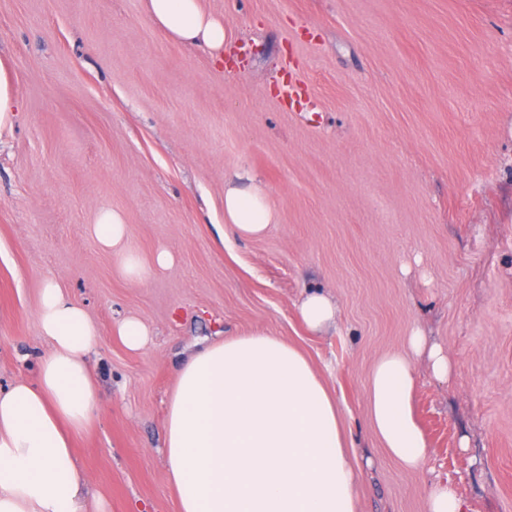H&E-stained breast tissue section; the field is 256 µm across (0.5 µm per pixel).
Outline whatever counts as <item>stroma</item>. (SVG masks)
Returning a JSON list of instances; mask_svg holds the SVG:
<instances>
[{
	"mask_svg": "<svg viewBox=\"0 0 512 512\" xmlns=\"http://www.w3.org/2000/svg\"><path fill=\"white\" fill-rule=\"evenodd\" d=\"M225 66L167 39L144 0H0V60L19 116L0 146V389L34 380L46 281L97 325L99 404L76 440L100 512H177L162 450L179 362L260 331L297 347L334 395L357 512H427L451 484L469 512H512V0H202ZM254 171L276 224L221 244L224 181ZM120 211L126 243L173 264L125 279L89 231ZM320 290L336 323L309 332ZM152 331L127 349L112 327ZM429 448L392 458L370 371L412 328ZM468 450L459 447L460 438ZM297 309L301 321L311 332H319L336 320V302L322 293H307ZM428 358L435 377L441 381H448L454 371V363L448 353L441 346L432 344L428 348Z\"/></svg>",
	"mask_w": 512,
	"mask_h": 512,
	"instance_id": "1",
	"label": "stroma"
}]
</instances>
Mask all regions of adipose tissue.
<instances>
[{
  "label": "adipose tissue",
  "instance_id": "1",
  "mask_svg": "<svg viewBox=\"0 0 512 512\" xmlns=\"http://www.w3.org/2000/svg\"><path fill=\"white\" fill-rule=\"evenodd\" d=\"M146 11L171 40L201 46L223 63L224 21L202 0H147ZM277 221L256 177L225 181L223 238L257 239ZM91 232L117 253L129 281L174 260L163 248L149 262L127 248L119 211L101 209ZM38 326L48 349L36 379L0 391V512H87L74 439L98 404L88 362L97 329L53 281L41 290ZM423 353L435 377L449 380L451 357L416 328L406 349L375 362L368 381L372 426L412 469L428 454L411 407L413 358ZM164 453L178 512H357L360 474L335 399L298 349L262 332L217 341L183 362L168 399Z\"/></svg>",
  "mask_w": 512,
  "mask_h": 512
}]
</instances>
